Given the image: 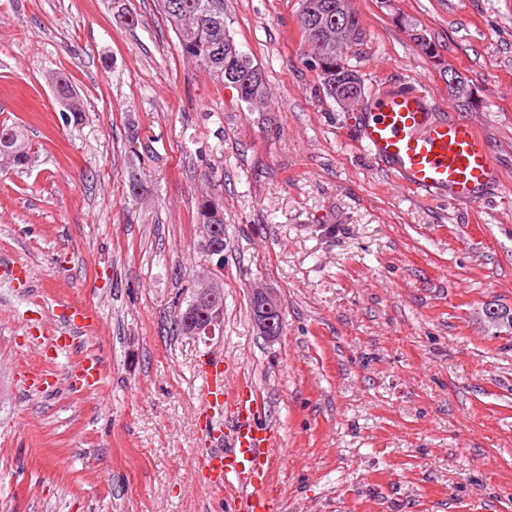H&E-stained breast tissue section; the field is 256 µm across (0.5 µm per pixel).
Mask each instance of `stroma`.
Wrapping results in <instances>:
<instances>
[{
    "label": "stroma",
    "mask_w": 512,
    "mask_h": 512,
    "mask_svg": "<svg viewBox=\"0 0 512 512\" xmlns=\"http://www.w3.org/2000/svg\"><path fill=\"white\" fill-rule=\"evenodd\" d=\"M352 4L367 98L419 90L464 114L394 21L413 18L473 93L464 115L499 194L432 200L370 158L354 114L317 96L299 0H224L268 83L258 111L182 55L160 0H0V123L32 156L0 172V512H232L200 465L220 416L200 400L208 360L255 384L282 434L279 512H512V334L485 317L512 309V0ZM208 171L224 325L201 340L171 323L213 266L192 219ZM258 287L283 305L273 340L254 324ZM78 310L95 316L87 335L50 349ZM87 355L102 380L72 393ZM32 370L49 386L26 389ZM52 77L49 78V83L51 84L50 86L53 90L54 96L64 106V100H62L60 98L59 91L57 89V85H58V83H60L61 84L59 86L60 93L65 96L72 97V99H73L69 109H67V112H69L70 120L71 121L73 120L74 123L81 121L83 118V108H82L81 102H80L75 90L73 89L72 84L64 76L56 74V75H52Z\"/></svg>",
    "instance_id": "35a3bbf8"
}]
</instances>
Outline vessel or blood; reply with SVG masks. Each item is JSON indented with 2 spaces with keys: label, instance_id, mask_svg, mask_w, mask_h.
Wrapping results in <instances>:
<instances>
[{
  "label": "vessel or blood",
  "instance_id": "b4317fda",
  "mask_svg": "<svg viewBox=\"0 0 512 512\" xmlns=\"http://www.w3.org/2000/svg\"><path fill=\"white\" fill-rule=\"evenodd\" d=\"M355 122L359 145L427 197L474 204L498 182L492 151L473 123L435 116L424 94H388ZM100 375L98 359L85 358L71 376L74 392L94 390ZM201 400L224 408V445L203 454L212 489L237 502L238 512H277L271 468L283 450L278 431L262 422L258 396L245 384L226 389L215 372L205 378Z\"/></svg>",
  "mask_w": 512,
  "mask_h": 512
}]
</instances>
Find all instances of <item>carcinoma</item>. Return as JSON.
Returning <instances> with one entry per match:
<instances>
[{"label": "carcinoma", "instance_id": "obj_1", "mask_svg": "<svg viewBox=\"0 0 512 512\" xmlns=\"http://www.w3.org/2000/svg\"><path fill=\"white\" fill-rule=\"evenodd\" d=\"M334 4L336 0H301L299 13L304 61L317 71L319 93L332 102L347 90L346 83L354 72L347 54L362 44L366 36L361 17L352 9L341 14L340 19L354 33L353 43L325 49L313 44L310 24L319 15L327 14L329 7ZM161 5L183 55L195 59L197 65L207 69L220 83L224 82V77L229 73L252 77L250 69L256 67V64L240 48L230 46L234 37L224 23V0H161ZM319 52L325 60L321 71L312 63L313 55ZM54 79L60 83V93L72 98L67 109L69 118L76 123L81 121L83 108L72 84L61 75H54ZM256 97L260 104H265L267 86L262 74L250 84L242 86V92L238 94V99L249 108L253 106ZM30 150L31 145L17 127L8 124L0 126V160L7 159L10 167L25 166L31 161ZM196 216L199 225L224 224V205L219 203V195L201 196Z\"/></svg>", "mask_w": 512, "mask_h": 512}]
</instances>
